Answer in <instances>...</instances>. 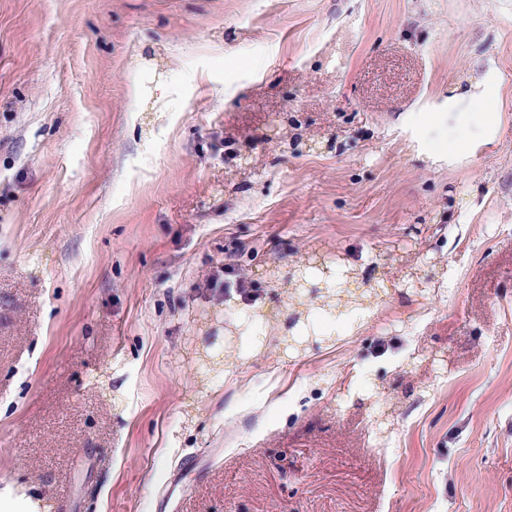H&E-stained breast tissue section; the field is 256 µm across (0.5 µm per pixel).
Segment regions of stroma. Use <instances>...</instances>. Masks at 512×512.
Segmentation results:
<instances>
[{
	"label": "stroma",
	"instance_id": "obj_1",
	"mask_svg": "<svg viewBox=\"0 0 512 512\" xmlns=\"http://www.w3.org/2000/svg\"><path fill=\"white\" fill-rule=\"evenodd\" d=\"M0 512H512V0H0ZM306 267H317L321 269L324 274V280H322L317 285H311L307 280L303 279V275H299L296 282L291 286V288H302L306 292L308 298H315L319 294H326V280L335 277L336 272H334L330 267L327 266V263L324 259L322 261L320 260L316 262H310V258L308 257L307 259L304 260V262L297 265V270H302ZM349 281L346 285L347 288H339L336 290L335 294L336 305L333 303L332 295H328L326 297V302L321 306H316L313 303H306L302 300V295L298 294L296 291L288 292V304L293 309L296 305L303 306V310L294 309L293 314H296V319L293 320V325L291 330H296L299 333L298 340L303 343L307 341L310 333H314L317 336L323 338H332V336H323L320 335L317 323L320 318H324L332 314L331 310L333 306H338L342 303V298H345L342 303L343 307H354L355 309H368L369 307H364L361 305L360 299L357 295H355L349 288Z\"/></svg>",
	"mask_w": 512,
	"mask_h": 512
}]
</instances>
